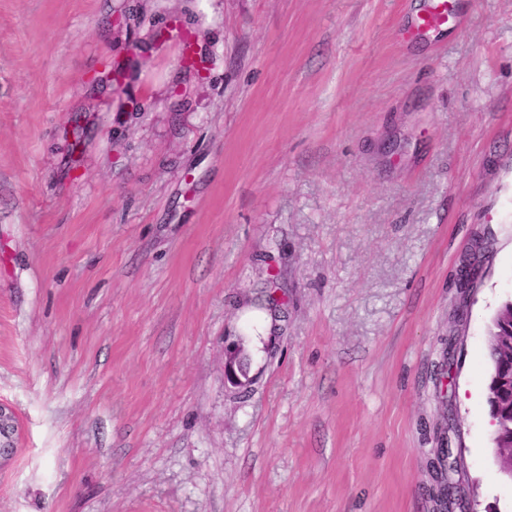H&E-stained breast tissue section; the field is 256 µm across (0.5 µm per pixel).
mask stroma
Listing matches in <instances>:
<instances>
[{"label": "stroma", "instance_id": "1", "mask_svg": "<svg viewBox=\"0 0 512 512\" xmlns=\"http://www.w3.org/2000/svg\"><path fill=\"white\" fill-rule=\"evenodd\" d=\"M427 4L0 0V512H512V0ZM450 1V2H448ZM431 0L429 5L415 16V29L433 30L446 25L448 22V4L450 5L455 25L462 26L465 18V3L472 4L474 0ZM466 1V2H465ZM511 323H498L493 327L496 342H490V377L487 392V403L493 417L498 416L504 423L501 431V443L504 447L511 446L512 430V356L509 354V339L512 337ZM12 434V416L6 409L0 407V460L8 459L14 452Z\"/></svg>", "mask_w": 512, "mask_h": 512}]
</instances>
